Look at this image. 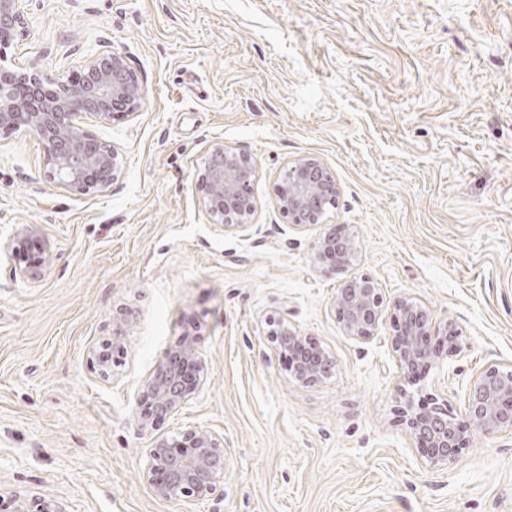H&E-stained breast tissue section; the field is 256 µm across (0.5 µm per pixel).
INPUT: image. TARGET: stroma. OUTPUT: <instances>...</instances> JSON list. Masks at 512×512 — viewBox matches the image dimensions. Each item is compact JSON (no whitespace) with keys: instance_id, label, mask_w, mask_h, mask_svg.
Segmentation results:
<instances>
[{"instance_id":"35a3bbf8","label":"stroma","mask_w":512,"mask_h":512,"mask_svg":"<svg viewBox=\"0 0 512 512\" xmlns=\"http://www.w3.org/2000/svg\"><path fill=\"white\" fill-rule=\"evenodd\" d=\"M7 59L69 74L109 45L147 99L84 129L123 167L74 196L45 176L39 140L0 132V495L59 512H512V436L473 433L429 468L397 421L390 337L411 295L461 350L420 399L465 418L489 363L512 364V0H25ZM250 155L249 231L211 223L196 187L215 144ZM311 154L340 193L291 225L275 186ZM344 224L387 306L372 342L348 338L338 277L310 248ZM30 252L16 251L21 229ZM123 315L110 377L90 353ZM280 320L325 347L332 376L294 380ZM195 338L201 387L140 426V387ZM190 426L224 439L223 495H154V440Z\"/></svg>"}]
</instances>
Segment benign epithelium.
<instances>
[{
	"label": "benign epithelium",
	"instance_id": "7a95c632",
	"mask_svg": "<svg viewBox=\"0 0 512 512\" xmlns=\"http://www.w3.org/2000/svg\"><path fill=\"white\" fill-rule=\"evenodd\" d=\"M21 0H0L1 48L9 46L25 25ZM146 90L126 56L103 50L68 77L52 76L33 63L12 68L0 63V131L28 132L41 142L45 175L60 189L76 196L108 188L122 168V153L99 141L82 126L91 115L105 121L138 112ZM256 164L246 153L216 144L203 162L198 189L212 223L244 232L254 223L259 205L252 194ZM339 184L333 171L320 159L303 155L293 160L277 185L281 212L295 226L315 224L335 204ZM356 237L340 224L316 240L311 260L331 274H346L336 291L333 306L345 335L367 343L385 310L379 283L371 276L350 272L358 253ZM398 325L391 336L392 357L397 367L394 390L404 400L399 422L430 467H446L466 447L470 431L487 436L512 435V364H488L477 376L466 399V422L448 414L447 405L436 401L418 408L412 405L408 386L417 384L440 364L442 353L460 350L452 325L444 326L439 338L446 350L431 344L433 319L411 297L393 302ZM271 341L288 363L293 377L311 384L330 376L335 367L331 353L294 328L279 322L269 331ZM203 371L194 342L187 336L167 348L142 387L140 398L150 407L141 416V426L168 415L195 391ZM144 476L153 493L165 500L187 505L218 491L224 479L223 440L204 428L189 427L175 439H157L149 448ZM0 512H59L42 498L15 496Z\"/></svg>",
	"mask_w": 512,
	"mask_h": 512
}]
</instances>
